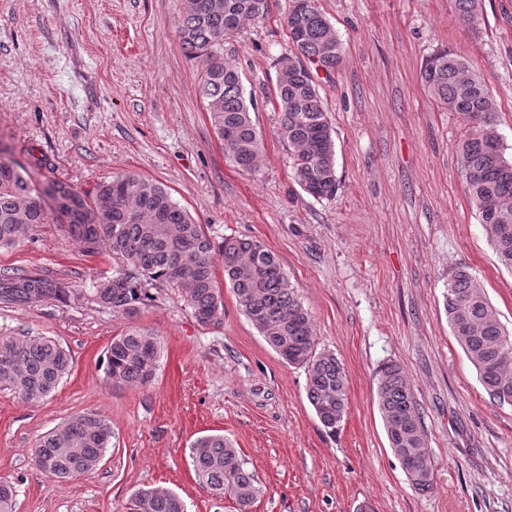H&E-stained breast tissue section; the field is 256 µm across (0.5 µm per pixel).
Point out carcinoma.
<instances>
[{"mask_svg":"<svg viewBox=\"0 0 512 512\" xmlns=\"http://www.w3.org/2000/svg\"><path fill=\"white\" fill-rule=\"evenodd\" d=\"M271 0H182L178 35L199 72V94L224 150L237 169L256 173L262 139L238 67L224 59V42L243 25L265 18ZM481 0H455L458 18L472 24ZM288 52L276 61L274 105L280 130L293 149L295 181L308 195L332 198L339 183L336 149L327 108L315 77L330 75L343 62V44L317 0H294L286 18ZM421 79L441 108L459 112L469 127L458 146L467 191L497 260L512 271V159L495 126L496 101L472 73L467 60L448 50L433 54ZM41 224H59L83 252L104 250L116 269L95 286L94 295L117 314L132 315L154 299L151 289L176 288L202 325L220 323L224 300L216 265L224 271L239 306L268 346L292 366L306 371L308 399L322 426L336 431L347 407V376L335 353L318 350L311 315L278 258L260 241L226 236L216 242L203 225L171 196L161 182L120 174L83 195L69 183H36L16 161L0 159V248L31 239ZM81 285L65 286L28 270L0 271V302L32 304L50 298L76 300ZM445 310L455 340L492 399L512 405V335L484 288L464 266L448 278ZM156 338L137 330L112 340L106 352V378L114 385H144L156 369ZM71 358L47 336H0V384L26 400L51 394L69 373ZM378 407L389 448L406 458L412 487H433V459L413 390L396 363L380 368ZM112 441L109 420L98 413L66 422L38 442L34 464L46 476L66 481L96 469ZM197 484L212 494L232 497L238 512L249 507L261 487L245 458L222 435H206L191 446ZM131 512H186L175 492L144 488L133 494Z\"/></svg>","mask_w":512,"mask_h":512,"instance_id":"1","label":"carcinoma"}]
</instances>
